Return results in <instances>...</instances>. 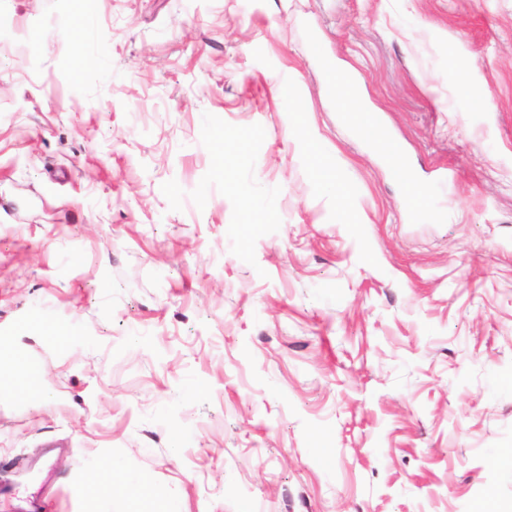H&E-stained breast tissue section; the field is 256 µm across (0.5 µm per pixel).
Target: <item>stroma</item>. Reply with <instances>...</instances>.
<instances>
[{
    "instance_id": "obj_1",
    "label": "stroma",
    "mask_w": 512,
    "mask_h": 512,
    "mask_svg": "<svg viewBox=\"0 0 512 512\" xmlns=\"http://www.w3.org/2000/svg\"><path fill=\"white\" fill-rule=\"evenodd\" d=\"M0 336V512L96 455L185 512L512 508V0H0ZM333 70L334 76L327 87V94L330 99L336 101L338 111L343 114L345 113V115L355 112H373L363 106L359 81L337 65ZM349 120L354 125L355 131H359L369 141L377 142V145L381 148L383 161L389 164L395 175L406 183L411 189L413 196L419 199L421 194L415 190L411 169L400 166L402 151L399 146L384 136L383 129L377 126L370 116L363 115L361 117L363 125L357 124V119L353 115L349 116ZM313 165L321 182L341 197L346 213L354 215L356 213L355 204L348 194V181L345 170L331 166L318 157L313 159ZM1 395L12 394L17 390L35 391L39 385L40 367L32 360H20L15 358L0 359ZM8 379L7 385L3 383V377Z\"/></svg>"
}]
</instances>
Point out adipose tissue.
<instances>
[{
    "label": "adipose tissue",
    "mask_w": 512,
    "mask_h": 512,
    "mask_svg": "<svg viewBox=\"0 0 512 512\" xmlns=\"http://www.w3.org/2000/svg\"><path fill=\"white\" fill-rule=\"evenodd\" d=\"M116 465L109 456H95L84 464L90 490L89 512H182L175 495H160L148 483L126 476L114 482Z\"/></svg>",
    "instance_id": "ef3b65f1"
}]
</instances>
